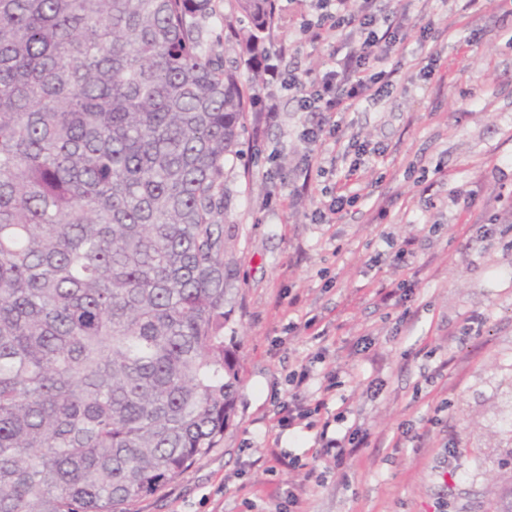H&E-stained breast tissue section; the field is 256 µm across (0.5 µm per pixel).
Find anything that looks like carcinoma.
<instances>
[{"label":"carcinoma","mask_w":512,"mask_h":512,"mask_svg":"<svg viewBox=\"0 0 512 512\" xmlns=\"http://www.w3.org/2000/svg\"><path fill=\"white\" fill-rule=\"evenodd\" d=\"M0 0V512H134L241 382L225 164L275 0ZM217 4V16L208 24V42L216 54L233 58L238 52L234 43L224 41V4L228 10L227 1L215 0Z\"/></svg>","instance_id":"obj_1"}]
</instances>
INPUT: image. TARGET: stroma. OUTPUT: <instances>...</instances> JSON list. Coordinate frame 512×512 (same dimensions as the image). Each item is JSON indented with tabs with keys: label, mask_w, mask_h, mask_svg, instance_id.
I'll return each mask as SVG.
<instances>
[{
	"label": "stroma",
	"mask_w": 512,
	"mask_h": 512,
	"mask_svg": "<svg viewBox=\"0 0 512 512\" xmlns=\"http://www.w3.org/2000/svg\"><path fill=\"white\" fill-rule=\"evenodd\" d=\"M278 5L268 40L281 70L312 78L330 54L344 56L347 32L314 44L301 33L312 0ZM378 6L404 15L408 32L393 85L337 115L324 177L305 175L302 131L318 115L299 111L294 92L260 88L279 108L276 126L245 115L244 156L225 167L237 414L219 447L138 512H289L298 486L299 512H498L512 495V24L499 0ZM353 138L370 152L358 198L319 223L322 189L343 180ZM407 239L414 255L401 267L392 255ZM309 362L313 379L291 386ZM326 369L340 381L333 431L370 434L340 465L317 457L314 430L276 425L279 400L316 399ZM274 451L314 465L320 482L270 472Z\"/></svg>",
	"instance_id": "1"
}]
</instances>
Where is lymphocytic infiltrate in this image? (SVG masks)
I'll list each match as a JSON object with an SVG mask.
<instances>
[{
    "mask_svg": "<svg viewBox=\"0 0 512 512\" xmlns=\"http://www.w3.org/2000/svg\"><path fill=\"white\" fill-rule=\"evenodd\" d=\"M358 12H351L349 0H316V20H308L300 29L309 41L324 40L328 31L350 29L349 48L342 58L332 59L320 79L307 82L296 74L274 70L270 81L288 84L299 93L300 111L319 113L316 125L306 128L303 140L308 146L304 155L306 170L321 168L316 151L320 134L336 132L332 117L364 101L377 99L390 84L387 65L404 42L403 22L381 24L377 0H359Z\"/></svg>",
    "mask_w": 512,
    "mask_h": 512,
    "instance_id": "obj_1",
    "label": "lymphocytic infiltrate"
}]
</instances>
